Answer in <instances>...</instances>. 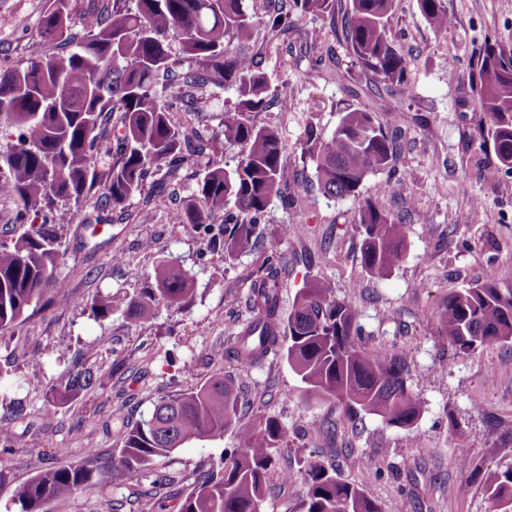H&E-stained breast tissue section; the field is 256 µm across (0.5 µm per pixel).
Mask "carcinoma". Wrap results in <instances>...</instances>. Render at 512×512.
Returning a JSON list of instances; mask_svg holds the SVG:
<instances>
[{
    "label": "carcinoma",
    "instance_id": "obj_1",
    "mask_svg": "<svg viewBox=\"0 0 512 512\" xmlns=\"http://www.w3.org/2000/svg\"><path fill=\"white\" fill-rule=\"evenodd\" d=\"M394 0H283L265 19L271 31L286 34L298 15L328 19L341 33L347 51L361 69L386 83L408 84V64L394 48L389 28ZM422 16L437 32L453 27L445 0H419ZM255 18L242 0H112V9L88 13L79 32L72 30L70 0H48L37 37L22 65L0 61V133L13 129L16 142L0 153V196L17 204L16 223L29 225L17 239L0 243V335L26 320L29 309L53 290L57 235L47 210L57 202L79 203L94 184L103 186L105 205L114 209L140 193L158 172L178 166L206 150L174 126L158 103V78L173 72L171 47L178 43L198 67L175 74V94L197 112L207 102L191 89L218 81L235 91L221 127L224 143L238 147L235 167L208 169L175 215L178 224L219 222L218 234L234 252L257 243L272 196L288 190L284 147L278 133L258 127L250 114L268 103L266 73L233 43L251 39ZM45 42L69 45L68 53L43 54ZM473 92L495 162L512 171V46L486 42L478 51ZM116 116L113 132L107 120ZM401 151V130L377 123L373 113L352 109L343 114L329 138L308 125L302 153L315 164L325 196L360 197L368 176L391 170ZM112 165L97 180L92 164ZM360 262L372 277L387 275L406 250L405 225L366 200L359 207ZM285 267L268 257L253 282L247 306L253 317L231 340L224 354L239 364L284 359L299 377L306 400H335L357 418L375 415L389 426L410 429L422 412L407 385L408 357L381 344L370 347L359 324V311L338 300L332 286L316 281L297 293L288 315L280 308L279 285ZM152 283L125 305L128 318L145 320L163 304L180 306L193 293L192 279L169 261L158 262ZM119 309L110 295H98L92 315L106 320ZM438 330L448 346L469 353L488 344L512 345V292L490 282L473 281L445 296L437 314ZM95 384L89 368L69 372L64 389L52 400L77 398ZM0 410L9 419L23 414L20 402L0 392ZM242 402L231 380L214 377L197 388L173 394L154 405L149 417L124 432L112 474L129 475L174 453L192 440L221 437L232 430L238 446L218 467L199 477L179 512H261L273 464L272 449L284 429L274 419L241 421ZM95 448L82 459L49 468L16 484L13 504L20 512H47L52 501L69 498L90 483L102 467ZM299 473L307 492L298 512H380L376 504L336 470L307 460ZM173 480L138 500L137 512H150ZM484 489L492 512H512V467L488 471Z\"/></svg>",
    "mask_w": 512,
    "mask_h": 512
}]
</instances>
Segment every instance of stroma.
I'll return each mask as SVG.
<instances>
[{
	"label": "stroma",
	"instance_id": "1",
	"mask_svg": "<svg viewBox=\"0 0 512 512\" xmlns=\"http://www.w3.org/2000/svg\"><path fill=\"white\" fill-rule=\"evenodd\" d=\"M447 2L454 26L441 34L425 21L418 0H395L390 25L395 47L408 62L410 87L383 84L376 96L364 94L369 75L321 18L298 17L295 30L285 35L256 26L246 51L270 79V103L251 119L275 129L283 142L288 194L271 198L251 251L227 255L201 226L173 221L207 166L228 169L235 163L236 149L219 135L235 95L215 82L194 90L209 101L205 112L167 94L161 99L185 136L207 141L204 154L167 184L145 187L116 210L103 207L96 187L79 204H56V275L64 287L46 295L0 339V368L15 372V396L25 409L10 424L18 444L0 454L6 473L0 512H18L11 502L14 484L79 459L88 448L107 459L118 455L125 425L163 397L220 375L231 376L240 391L244 422L273 418L285 430L273 450L261 512H293L306 494L299 470L313 455L360 486L381 512L400 501L409 512H490L482 476L512 467V347L444 351L436 311L448 292L475 280L512 291V175L498 170L480 135L482 114L464 79L475 47L488 40L512 45V0ZM46 6L47 0H0V58L25 62ZM365 107L376 109L382 125L399 123L403 133L390 192L374 193V175L363 189L378 210L406 227L404 256L383 278L360 265L358 201L324 196L313 163L300 154L306 125L327 136L344 112ZM272 251L286 266L282 311L290 310L306 284L328 281L337 298L357 306L367 343L408 355L407 383L423 405L412 429L386 425L374 415L350 418L333 401H301V382L283 360L242 367L225 357L227 343L251 317L245 301ZM162 259L192 278L194 292L185 304L159 306L145 321L120 311L94 320L90 304L96 295L128 300L149 287ZM76 357L95 372L94 388L64 404L48 402L47 393L64 386ZM237 445L229 431L188 443L124 479L100 468L88 487L50 502L47 510L135 512L136 497L171 476L173 496L162 512H177L179 498L197 477ZM54 448L67 449V457L51 456ZM462 451L471 469L460 468ZM284 469L293 473L285 485L278 479Z\"/></svg>",
	"mask_w": 512,
	"mask_h": 512
}]
</instances>
